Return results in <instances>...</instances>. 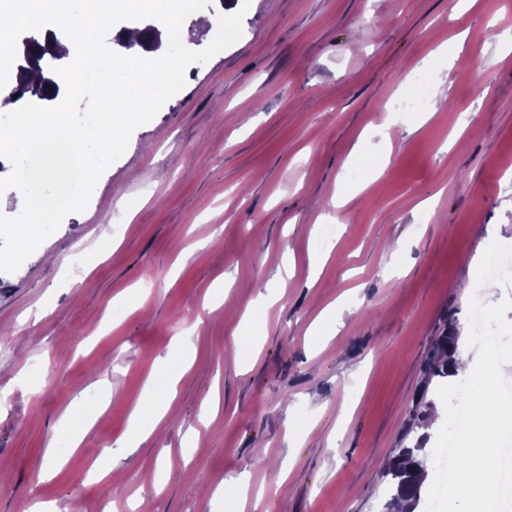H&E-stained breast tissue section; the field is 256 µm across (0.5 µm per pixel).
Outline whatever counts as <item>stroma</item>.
Instances as JSON below:
<instances>
[{
	"instance_id": "1",
	"label": "stroma",
	"mask_w": 512,
	"mask_h": 512,
	"mask_svg": "<svg viewBox=\"0 0 512 512\" xmlns=\"http://www.w3.org/2000/svg\"><path fill=\"white\" fill-rule=\"evenodd\" d=\"M240 8L241 38L187 67L87 209L0 272V512H225L237 497L242 512H383L444 315L468 326L462 285L492 241L512 245L502 0H211L205 13ZM422 92L426 120L406 109ZM340 185L356 192L341 209ZM218 288L236 316L212 311ZM131 290L138 303L118 305ZM178 336L193 362L105 491L91 466L129 438ZM240 339L257 342L250 362ZM51 447L67 459L47 477Z\"/></svg>"
}]
</instances>
